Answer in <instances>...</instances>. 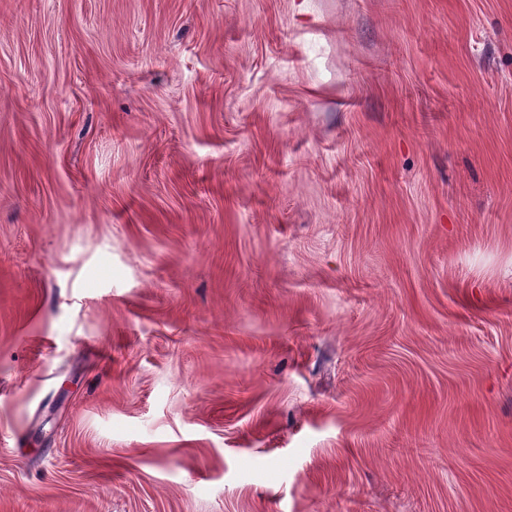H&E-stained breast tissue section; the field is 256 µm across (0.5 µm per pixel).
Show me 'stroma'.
<instances>
[{"mask_svg": "<svg viewBox=\"0 0 512 512\" xmlns=\"http://www.w3.org/2000/svg\"><path fill=\"white\" fill-rule=\"evenodd\" d=\"M0 512H512V0H0Z\"/></svg>", "mask_w": 512, "mask_h": 512, "instance_id": "1", "label": "stroma"}]
</instances>
